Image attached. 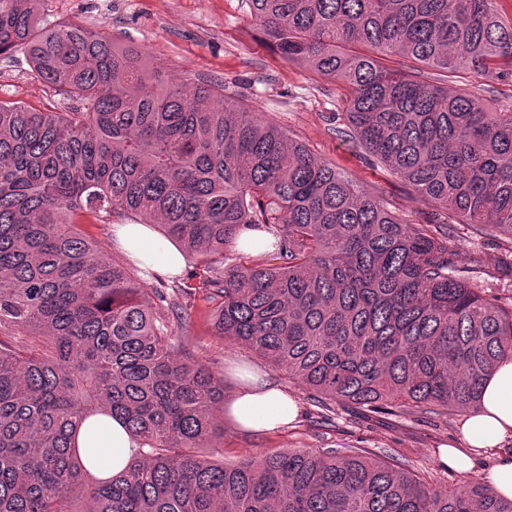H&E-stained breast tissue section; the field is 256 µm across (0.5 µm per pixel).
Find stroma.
<instances>
[{"label":"stroma","instance_id":"35a3bbf8","mask_svg":"<svg viewBox=\"0 0 512 512\" xmlns=\"http://www.w3.org/2000/svg\"><path fill=\"white\" fill-rule=\"evenodd\" d=\"M45 12L51 23H78L110 35L118 46L144 50L168 82L223 86L225 96L244 110L274 121L346 177L379 194L406 223L420 224L425 216H434L447 225L460 250L478 258L475 284L492 289L503 303L512 302V276L496 263L504 250L502 240L450 222L446 212L435 210L386 168L370 164L344 133L345 88L304 65L282 60L264 42L244 0H47ZM0 100L18 101L38 112L65 109L63 99L37 77L19 50L0 57ZM188 323L196 358L224 374L225 400H232L238 388L233 368L246 366L266 374L301 407L292 425L257 434L243 432L217 413L224 435L209 449L212 459L233 464L288 448H394L411 468L432 472L442 485L482 482L485 469L495 462L493 456H483L466 476L441 467L438 448L459 440L458 413L447 425L435 427L408 408L395 416L369 415L357 405L339 404L332 423H322L303 386L246 348L214 335L202 302L189 309Z\"/></svg>","mask_w":512,"mask_h":512}]
</instances>
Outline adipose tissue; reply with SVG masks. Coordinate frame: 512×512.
<instances>
[{"label": "adipose tissue", "mask_w": 512, "mask_h": 512, "mask_svg": "<svg viewBox=\"0 0 512 512\" xmlns=\"http://www.w3.org/2000/svg\"><path fill=\"white\" fill-rule=\"evenodd\" d=\"M115 243L141 268L160 276L180 273L184 259L175 246L162 242L150 226L120 224ZM240 388L226 407L227 415L243 427L272 430L287 426L299 414L296 401L266 376L248 368L237 371ZM512 437V358L496 364L483 383L480 407L468 413L461 424V446L440 448L439 460L449 470L470 472L482 452L499 448L495 465L483 480L497 497L512 500V454L500 445ZM75 442L86 467L96 475L123 471L138 451L123 421L109 417L86 420Z\"/></svg>", "instance_id": "ef3b65f1"}]
</instances>
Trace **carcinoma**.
<instances>
[{
	"label": "carcinoma",
	"mask_w": 512,
	"mask_h": 512,
	"mask_svg": "<svg viewBox=\"0 0 512 512\" xmlns=\"http://www.w3.org/2000/svg\"><path fill=\"white\" fill-rule=\"evenodd\" d=\"M499 0H244L281 58L347 89L348 137L458 224L512 239V109L419 75L512 79ZM45 0H0V56L22 50L67 105L0 101V512H512L481 485L435 486L361 448L217 462L224 375L195 360L182 312L309 390L448 424L512 355V304L475 286L443 224H406L273 121ZM409 60L404 69L381 57ZM151 224L193 265L156 301L81 219ZM267 231L260 264L233 257ZM121 419L139 451L95 477L75 433Z\"/></svg>",
	"instance_id": "cac0c4a2"
}]
</instances>
